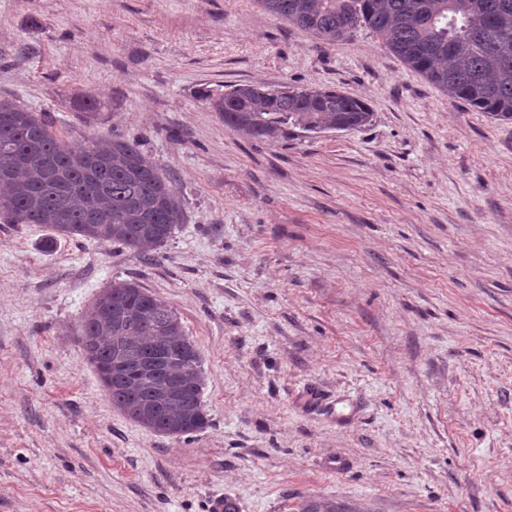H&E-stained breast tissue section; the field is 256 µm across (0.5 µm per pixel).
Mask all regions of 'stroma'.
<instances>
[{"instance_id": "stroma-1", "label": "stroma", "mask_w": 512, "mask_h": 512, "mask_svg": "<svg viewBox=\"0 0 512 512\" xmlns=\"http://www.w3.org/2000/svg\"><path fill=\"white\" fill-rule=\"evenodd\" d=\"M245 84L374 117L248 139L205 99ZM4 97L72 145L138 142L185 222L151 259L0 223V512H512V120L258 0H0ZM115 280L198 346L203 431L113 408L78 329Z\"/></svg>"}]
</instances>
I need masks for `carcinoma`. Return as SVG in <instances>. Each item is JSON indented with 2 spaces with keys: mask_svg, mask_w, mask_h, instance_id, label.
Listing matches in <instances>:
<instances>
[{
  "mask_svg": "<svg viewBox=\"0 0 512 512\" xmlns=\"http://www.w3.org/2000/svg\"><path fill=\"white\" fill-rule=\"evenodd\" d=\"M324 43L368 29L409 69L494 118L512 119V0H258ZM224 126L254 140L299 132L360 130L364 100L335 89L239 85L208 93ZM0 220L38 224L53 234L120 243L146 257L183 223L172 179L137 144L90 140L73 149L44 117L0 99ZM84 352L134 368L151 352L173 356L164 376L112 371L106 392L130 420L180 438L209 423L197 345L163 300L132 281H114L84 315ZM299 512H344L308 498Z\"/></svg>",
  "mask_w": 512,
  "mask_h": 512,
  "instance_id": "cac0c4a2",
  "label": "carcinoma"
}]
</instances>
